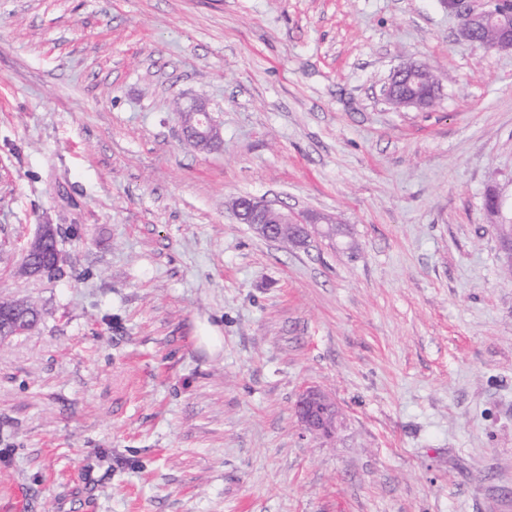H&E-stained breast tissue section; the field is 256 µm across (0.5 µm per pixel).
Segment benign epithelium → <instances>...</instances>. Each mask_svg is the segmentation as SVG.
<instances>
[{
    "instance_id": "obj_1",
    "label": "benign epithelium",
    "mask_w": 512,
    "mask_h": 512,
    "mask_svg": "<svg viewBox=\"0 0 512 512\" xmlns=\"http://www.w3.org/2000/svg\"><path fill=\"white\" fill-rule=\"evenodd\" d=\"M444 4L448 12L459 17L461 36L475 46L480 30L503 17L505 0H444ZM438 88L439 82L427 80L425 64L411 61L393 73L382 88V96L396 108L426 110L436 101ZM180 112L182 136L196 149L211 151L223 144L219 127L204 105L182 104ZM233 212L239 223L249 225L258 236L277 243L286 240L295 248L307 245L314 228L252 196L235 199ZM15 321L16 304L0 302V333L9 330ZM297 412L305 430L311 433L328 431L336 419L334 406L318 390L301 394Z\"/></svg>"
}]
</instances>
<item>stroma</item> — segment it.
<instances>
[{"label": "stroma", "mask_w": 512, "mask_h": 512, "mask_svg": "<svg viewBox=\"0 0 512 512\" xmlns=\"http://www.w3.org/2000/svg\"><path fill=\"white\" fill-rule=\"evenodd\" d=\"M409 61L432 109L381 97ZM240 196L350 236L284 250ZM510 222L512 51L443 0H0V300L39 315L0 343V512H512ZM43 224L71 262L30 277ZM183 138L199 151H211L223 144L213 116L202 104L184 105L179 101ZM329 411H332L329 413ZM297 412L305 430L327 432L335 423L336 410L326 395L318 390H306L297 403Z\"/></svg>", "instance_id": "35a3bbf8"}]
</instances>
